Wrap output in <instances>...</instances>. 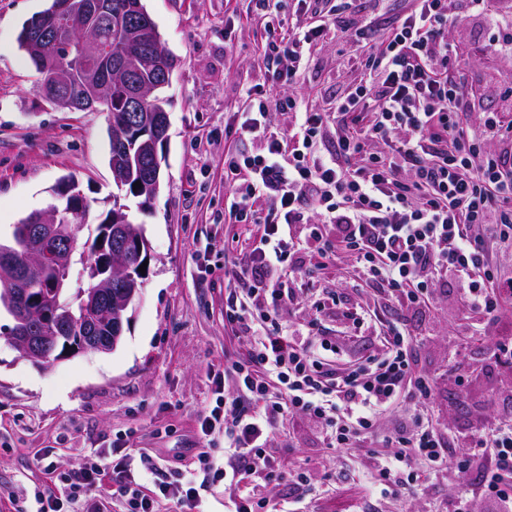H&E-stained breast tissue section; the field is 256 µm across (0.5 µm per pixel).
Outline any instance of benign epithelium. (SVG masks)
<instances>
[{"instance_id": "obj_1", "label": "benign epithelium", "mask_w": 512, "mask_h": 512, "mask_svg": "<svg viewBox=\"0 0 512 512\" xmlns=\"http://www.w3.org/2000/svg\"><path fill=\"white\" fill-rule=\"evenodd\" d=\"M112 14L110 0H55L54 7L36 16L32 30L30 48L48 80L59 88L55 96L56 106L69 111L95 107L112 95V82H122L130 88L131 111H140L141 105L152 101L155 91L169 85L175 68L173 56L164 46L158 30L148 16L141 17L130 29L126 42L133 47L146 46L150 49V62L158 75L159 82L153 84H133L130 75L137 63L134 52L124 57L122 66L106 73L100 63L106 59L102 43L93 24L99 15ZM76 46L82 65V78L76 85L68 79L69 69L52 62V51L62 46ZM152 135L149 144L150 168L160 170L159 143L165 142L167 132L153 127L144 130ZM114 236L120 239L123 247L137 245L139 257L149 258L147 240L139 229L119 226ZM25 262L15 273L14 288L4 297L5 308L13 315L15 330L10 343L20 357L45 368L58 361L77 354L88 352L107 353L113 351L123 332L122 318L112 319V302L102 288H91L85 293L82 302V322L90 328L99 323H111L112 336H75L70 325L69 309L61 303L62 281L53 280L38 289L26 287L27 271L42 263L43 245L50 241L61 244L57 255V268L67 271L69 259L76 249V242L69 228L56 221V210L50 206L38 212L36 223L25 228ZM37 303L41 311L42 325L33 331L30 325L31 305Z\"/></svg>"}]
</instances>
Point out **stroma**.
Returning <instances> with one entry per match:
<instances>
[{"mask_svg":"<svg viewBox=\"0 0 512 512\" xmlns=\"http://www.w3.org/2000/svg\"><path fill=\"white\" fill-rule=\"evenodd\" d=\"M50 0H0V241L14 224L45 209L61 178L81 185L91 208L81 241H91L116 188L108 164V115L63 112L39 93L40 76L18 47V35ZM168 51L177 59L165 89L170 126L161 152L162 186L134 221L150 251L140 297L129 307L121 344L109 353L79 354L45 369L22 359L10 345L11 316L0 312V512L29 510L33 491L49 471L83 465L129 436L132 457L147 455L163 470L181 468L206 451L196 433L200 415L215 403L212 377L225 360L244 358L247 345L224 324V303L237 293L232 273L249 249L253 227L224 221V155L250 153V137L224 139L246 91H268L259 61L261 36L251 17L274 9L273 0H142ZM469 18L453 28L459 69L469 80L473 120L499 111L512 79V58L471 53ZM358 69L334 39L311 53L309 68L292 88L316 108L355 86ZM235 237L233 250L224 240ZM384 310L382 294L360 277L347 254L318 271L308 291L295 294L282 320H308V293ZM415 339L413 371L438 384L429 415L445 435L449 455L491 425L501 398L512 392V369L498 363L495 343L512 337V307L504 306L485 341L466 343L465 312L439 299L407 315ZM285 469H304L309 489L268 487L273 501L296 512H453L455 496L471 487L470 474L428 476L399 499L373 494L365 449L332 448L307 418L287 416L270 443Z\"/></svg>","mask_w":512,"mask_h":512,"instance_id":"obj_1","label":"stroma"}]
</instances>
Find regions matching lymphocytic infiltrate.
Instances as JSON below:
<instances>
[{
  "instance_id": "obj_1",
  "label": "lymphocytic infiltrate",
  "mask_w": 512,
  "mask_h": 512,
  "mask_svg": "<svg viewBox=\"0 0 512 512\" xmlns=\"http://www.w3.org/2000/svg\"><path fill=\"white\" fill-rule=\"evenodd\" d=\"M296 3L302 23L285 26L267 13L253 21L264 34L261 57L273 87L304 72L311 47L337 27L351 32L362 77L329 112L308 108L297 92L247 93L240 121L224 128L225 138L246 134L260 147L224 160L229 217L256 230L236 274L242 289L224 305L225 324L253 340L244 359L225 361L214 373L217 399L197 421L201 439L223 435V467L203 452L165 476L154 460L134 464L120 440L109 456L35 489L37 512L88 504L109 512L96 506L99 498L121 502L126 512H156L161 499L194 512L199 472L213 484L244 485L235 512H282L268 508L263 490L286 480L308 484L305 473L286 471L269 451L278 423L294 414L319 426L333 447L367 439L382 444L374 471L384 496L399 497L421 469L464 474L476 459L490 457L491 468L476 490L460 496L456 512H471L476 500L484 512H512V408L447 457L423 412L436 385L412 372L415 340L405 319L449 284L470 315L486 323L512 300V277L498 271L499 254L512 251V101L471 128L470 93L448 42L449 28L470 12L489 27L503 24L508 13L500 0H414L395 26L379 33L348 18L350 0ZM274 110L295 116L279 138L267 133ZM490 143L500 151H487ZM311 252L325 262L349 254L396 304L393 320L339 309L351 331L378 326V348L353 359L336 339L316 335L326 309L318 298L307 302L314 319L283 329L280 315L294 291L273 274L280 267L301 272ZM228 381L235 395L225 394ZM400 404L411 411L408 425L382 428Z\"/></svg>"
}]
</instances>
